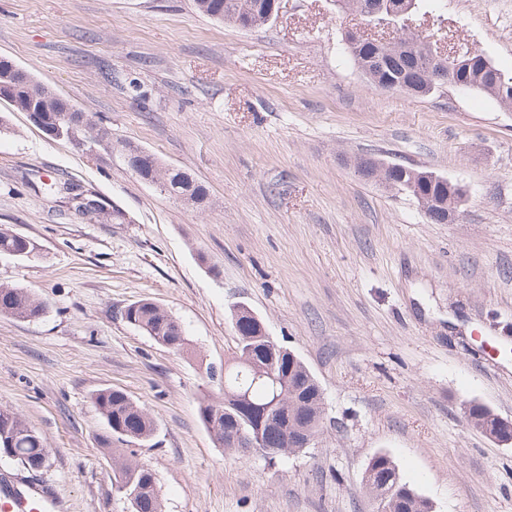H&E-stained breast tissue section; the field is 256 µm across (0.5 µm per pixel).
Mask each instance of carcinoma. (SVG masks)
Returning <instances> with one entry per match:
<instances>
[{"mask_svg": "<svg viewBox=\"0 0 512 512\" xmlns=\"http://www.w3.org/2000/svg\"><path fill=\"white\" fill-rule=\"evenodd\" d=\"M267 0H195L198 11L222 24L230 23L243 29L262 25L270 20L266 11ZM393 0H336L340 10L362 9L371 13L391 4ZM354 64L375 87H385L407 94L408 87L429 92L439 84L435 79L433 46L434 34H407L399 42L367 40L361 45L345 41ZM473 81L483 85L481 92L494 97L501 105H512V75L501 69L496 74L476 76L468 71ZM0 100L7 102L15 112H38L45 125L51 126L63 112L71 111L70 102L48 86L36 81L27 71L15 69V64L0 59ZM123 157L144 154L141 167L144 177L158 185L167 194L193 206H201L207 199L203 186L181 173L179 169L165 167L153 154L130 142L120 144ZM380 159L368 157L356 160L354 167L365 179L378 178L393 188H401V182L415 181L414 199L423 204L428 219H433L432 203L454 199L448 196L445 183L421 185V179H412L418 171L413 165H400L399 170L384 171ZM34 250L31 241L0 228V254L5 251L28 255ZM45 306L34 299L22 287H0V315L21 321L40 318ZM127 322L150 336L158 344L180 351L186 344L180 323L150 300H139L128 306ZM237 346L234 356L224 364V399L215 403L203 400L199 414L205 427L215 440L228 451H251L248 437H260L259 447L263 456L274 460L286 453L301 451L297 438L303 434L315 436L322 427L324 416L323 392L318 380L298 356L283 357L274 377L253 383L248 365L268 360L269 340L255 335L252 320L240 317L234 322ZM94 404L103 417L106 431L100 437V445L112 447L116 437L128 443H145L153 439L156 424L143 410L133 405L120 390L101 389L94 394ZM468 418L476 427L493 424L491 410L477 402L469 403ZM16 450L13 458L27 471L41 470L42 461L48 458L43 439L21 417L10 410L0 409V448L4 442ZM121 484L148 487L147 493L131 512H162V501L152 471L136 462L125 459L118 462ZM364 473L372 474L366 480L369 491L376 495L382 484L397 486V492L385 503L386 512H432L425 496L402 481L393 459L386 453L374 455Z\"/></svg>", "mask_w": 512, "mask_h": 512, "instance_id": "cac0c4a2", "label": "carcinoma"}]
</instances>
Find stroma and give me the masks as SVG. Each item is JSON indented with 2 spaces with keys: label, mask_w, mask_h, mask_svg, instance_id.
<instances>
[{
  "label": "stroma",
  "mask_w": 512,
  "mask_h": 512,
  "mask_svg": "<svg viewBox=\"0 0 512 512\" xmlns=\"http://www.w3.org/2000/svg\"><path fill=\"white\" fill-rule=\"evenodd\" d=\"M362 25L334 0H281L250 30L194 0H0V58L208 192L188 206L119 152L82 153L0 102V228L35 246L0 257V286L46 307L0 316V409L49 450L40 472L0 457L1 486L48 485L61 512H130L118 453L152 470L163 512H377L363 472L383 452L434 512H512V446L465 416L476 401L512 418V110L448 85L375 88L342 40ZM410 28L512 73V0H422ZM370 156L462 181L470 198L431 223L358 176ZM68 184L125 223L75 212ZM142 299L182 325L183 351L123 319ZM238 302L321 385L306 452L227 451L200 419V400L224 395ZM105 388L155 421L151 442L100 447Z\"/></svg>",
  "instance_id": "stroma-1"
}]
</instances>
